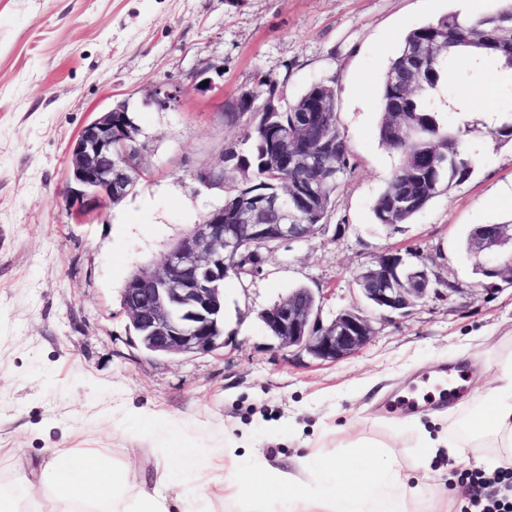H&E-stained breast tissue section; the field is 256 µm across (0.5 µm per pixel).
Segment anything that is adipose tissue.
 Here are the masks:
<instances>
[{
    "label": "adipose tissue",
    "instance_id": "adipose-tissue-1",
    "mask_svg": "<svg viewBox=\"0 0 512 512\" xmlns=\"http://www.w3.org/2000/svg\"><path fill=\"white\" fill-rule=\"evenodd\" d=\"M476 398L482 409L468 420L467 438H424L422 460L443 448L457 465L494 468L512 456V357L497 364L492 381L477 390ZM352 445L349 454L293 457L285 469L258 456L234 463L224 470V491L255 499L266 510L284 499L288 512H409L421 488L411 484L396 456L371 442L356 439ZM30 484L53 489L45 512H59L61 502L88 501L97 504V512H168L167 495L157 488L123 505L112 461L104 454L87 459L70 449L59 450Z\"/></svg>",
    "mask_w": 512,
    "mask_h": 512
}]
</instances>
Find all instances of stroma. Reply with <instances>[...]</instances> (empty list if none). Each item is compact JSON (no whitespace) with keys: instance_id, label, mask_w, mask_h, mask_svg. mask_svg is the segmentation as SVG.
<instances>
[{"instance_id":"35a3bbf8","label":"stroma","mask_w":512,"mask_h":512,"mask_svg":"<svg viewBox=\"0 0 512 512\" xmlns=\"http://www.w3.org/2000/svg\"><path fill=\"white\" fill-rule=\"evenodd\" d=\"M457 0H0V490L19 512H44L52 491L19 472L58 448L105 452L133 500L170 474L209 483L188 512H255L254 500L212 483L219 450L259 453L275 466L335 449L347 429L395 448L414 470L423 433L461 434L478 402L467 387L408 410L414 389L512 356V284L487 290L464 248L470 230L512 222V141L492 135L512 113V77L458 56L448 82L468 106L444 113L481 162L439 192L411 223L377 228L372 205L398 163L380 141L378 87L410 29L456 11ZM209 90H201L197 71ZM273 76L287 99L313 82L333 86L350 151L323 229L267 252L260 275L224 281V347L146 352L121 304L137 271L151 270L223 194L197 168L241 145L221 98ZM182 89L179 109L143 106L157 85ZM493 112H485V96ZM127 101L142 131L147 173L119 204L74 218L61 194L68 148L82 128ZM421 260L450 283L395 312L370 308L356 278L384 249ZM311 288L329 324L359 309L371 341L335 362L281 347L261 312ZM181 442L211 456L200 470L167 458Z\"/></svg>"}]
</instances>
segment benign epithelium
<instances>
[{
	"label": "benign epithelium",
	"instance_id": "obj_1",
	"mask_svg": "<svg viewBox=\"0 0 512 512\" xmlns=\"http://www.w3.org/2000/svg\"><path fill=\"white\" fill-rule=\"evenodd\" d=\"M239 96L252 103L254 112H275L277 107L258 96L252 87ZM180 89L159 86L146 92L143 104L170 110L178 106ZM120 102L99 113L85 125L69 149V182L66 200L77 217L124 199L144 177L146 169L112 150L116 144L139 148L140 129ZM327 147L316 143L297 165L319 170ZM281 223L267 224L269 215ZM243 224L224 223V205L208 210L201 223L174 242L149 272H137L121 293L123 307L146 351L158 355L210 352L224 347L225 256L238 254L242 238L275 236L279 242L298 241L314 235L320 224L306 223L301 210L286 199L269 198L243 215ZM471 253L491 282L512 283V225L484 224L472 229ZM370 305L397 311L430 295L446 296L431 287L425 266L402 268L401 256L391 250L377 255L356 279ZM316 294L296 288L260 313L265 329L284 347L304 348L313 358L336 362L366 346L373 335L369 317L361 311H344L326 326L317 322Z\"/></svg>",
	"mask_w": 512,
	"mask_h": 512
}]
</instances>
